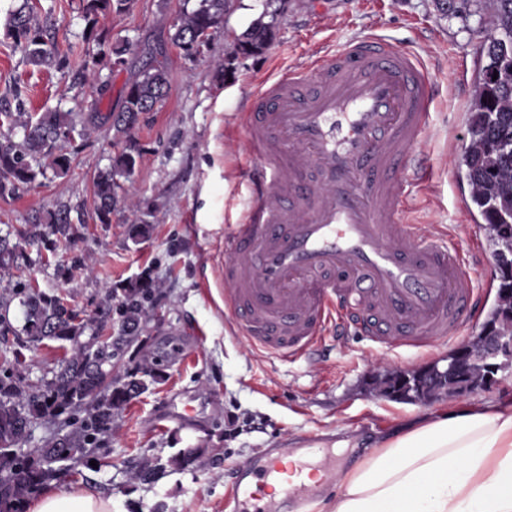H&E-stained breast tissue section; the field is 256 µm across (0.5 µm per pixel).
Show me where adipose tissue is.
Returning <instances> with one entry per match:
<instances>
[{"label":"adipose tissue","instance_id":"1","mask_svg":"<svg viewBox=\"0 0 512 512\" xmlns=\"http://www.w3.org/2000/svg\"><path fill=\"white\" fill-rule=\"evenodd\" d=\"M330 491L332 512H512V400L451 407L376 438ZM30 512H112V501L56 488Z\"/></svg>","mask_w":512,"mask_h":512}]
</instances>
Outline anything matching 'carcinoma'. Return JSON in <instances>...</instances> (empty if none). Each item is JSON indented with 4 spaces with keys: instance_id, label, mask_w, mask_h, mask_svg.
I'll return each instance as SVG.
<instances>
[{
    "instance_id": "cac0c4a2",
    "label": "carcinoma",
    "mask_w": 512,
    "mask_h": 512,
    "mask_svg": "<svg viewBox=\"0 0 512 512\" xmlns=\"http://www.w3.org/2000/svg\"><path fill=\"white\" fill-rule=\"evenodd\" d=\"M85 18L98 22L101 13L128 9L132 0H83ZM230 0H182L173 25L171 43L184 55L194 57L195 38L205 30H219ZM272 21L253 22L234 39V56H252L270 46L275 37ZM7 32L22 47L26 58L35 65H61L54 37L39 25L34 8L10 18ZM486 58L477 83L468 117V143L461 156V178L472 188L471 204L489 225L495 261L512 267V0H496L491 32L481 44ZM498 78H493V75ZM166 63L150 59L137 78L123 90V103L107 120L116 138H130L141 112H154L168 97L170 84ZM22 137L16 141L0 138V195L14 194L28 187L50 168L66 172L71 158L65 146L87 135L69 112H3L0 114ZM136 158L123 152L112 164L98 172L95 179L96 213L102 224L110 222L117 204L116 177L131 173ZM73 208L61 203L49 218L56 241H66L74 234ZM18 258V245L0 237V269L12 268ZM152 294V284L137 282L124 289L119 309L121 324L114 344L103 347L100 361L110 363L130 345V337L139 335L146 312L144 302ZM24 308L22 332L41 340L81 336L88 322L64 298L28 286L17 292ZM141 390L131 387L121 395L112 394L110 386L88 363L87 350L71 348L59 362L53 378L41 389H30L12 371L0 368V497L7 498L13 512H26L29 499L61 470H71L75 460L68 457L71 448H86L95 443L101 425L112 420V413L122 409ZM84 407L88 417L54 444L25 451L21 443L30 436V425L45 421L74 408ZM163 470L157 461H147L133 474L134 479L150 481Z\"/></svg>"
}]
</instances>
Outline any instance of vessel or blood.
<instances>
[{"mask_svg":"<svg viewBox=\"0 0 512 512\" xmlns=\"http://www.w3.org/2000/svg\"><path fill=\"white\" fill-rule=\"evenodd\" d=\"M244 118L254 190L224 240V304L244 336L285 358L345 328L381 349L443 346L492 293L457 235L411 223L423 183L430 83L375 35L267 81ZM276 454L231 481L244 512H288L300 482L272 494Z\"/></svg>","mask_w":512,"mask_h":512,"instance_id":"1","label":"vessel or blood"}]
</instances>
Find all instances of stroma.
<instances>
[{
    "label": "stroma",
    "mask_w": 512,
    "mask_h": 512,
    "mask_svg": "<svg viewBox=\"0 0 512 512\" xmlns=\"http://www.w3.org/2000/svg\"><path fill=\"white\" fill-rule=\"evenodd\" d=\"M39 20L66 57L63 66L29 63L6 34L25 0H0V112H71L90 128L72 148L66 173L44 177L16 194L0 196V230L20 238L69 203L82 219L68 245L56 252L22 245L18 264L0 271V354L26 384L50 381L71 345L46 340L32 346L22 334L17 291L32 284L65 298L89 333L117 330L123 290L149 280L148 320L141 340L113 361L114 378L149 360L162 380L112 415L96 456L104 467L76 465L75 476L53 479L59 488H89L111 498L112 512H226L228 471L273 448L296 449L301 438L320 441L321 461L349 441L365 450L376 435L395 430L447 403L479 405L512 398V362L483 389L454 400L400 402L378 396L370 365L415 371L440 362L448 347L383 354L358 335L330 336L323 352L291 361L253 346L224 305V237L238 223L251 191L249 150L242 116L254 87L281 70L312 62L329 46L376 34L414 56L432 87L429 136L423 147L425 185L411 195L419 224H470L476 210L458 211L455 195L467 184L458 161L468 139L467 118L481 64L478 47L489 29V0H288L272 45L262 54L234 57L235 35L262 18L266 0H235L204 55L187 57L170 42L181 0H133L121 13L90 25L82 0H39ZM126 45L120 67H104V96L76 82L93 54ZM167 63L170 91L163 106L144 112L131 140L115 138L95 112L119 110L120 92L150 57ZM134 150L137 163L119 178L120 202L111 221L96 217L95 177L113 157ZM144 226L134 236L133 226ZM190 406L184 420L171 412ZM185 448L201 449L187 469L168 466L154 481L133 480L148 460L168 459Z\"/></svg>",
    "instance_id": "obj_1"
}]
</instances>
